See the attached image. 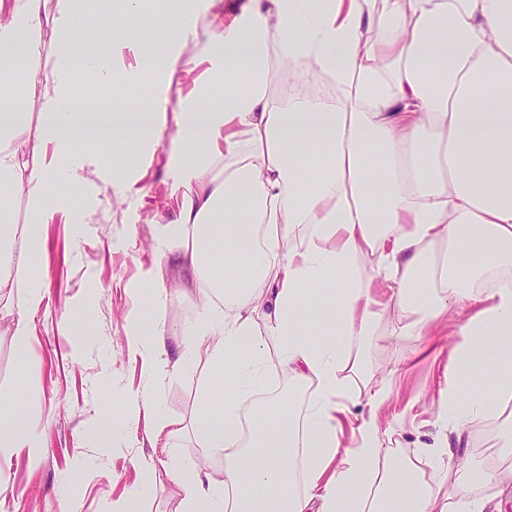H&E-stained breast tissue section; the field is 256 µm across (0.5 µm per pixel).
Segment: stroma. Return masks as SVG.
<instances>
[{"label":"stroma","mask_w":512,"mask_h":512,"mask_svg":"<svg viewBox=\"0 0 512 512\" xmlns=\"http://www.w3.org/2000/svg\"><path fill=\"white\" fill-rule=\"evenodd\" d=\"M76 206L92 203L90 224L77 228L56 224L32 253L35 271L45 279L49 309L29 313L33 349L23 352L7 331L16 306L0 303V402H16L26 411V424L41 443L37 462L18 454L0 462V512H118L123 494L137 479L133 461L144 456L156 476L141 501L142 512H179L180 497L166 470L172 460L182 467L199 466L201 450L191 435L156 447H138L128 433L126 395L137 392L141 366L129 354L125 317L132 307L130 289L142 287L144 273L157 261L150 245V208L117 193L111 181L98 178L69 189ZM176 291L161 310H145L144 328L156 314L166 320L164 347L177 360L183 329L198 314L193 275L175 263L163 266ZM460 322L449 313L443 336L417 358L415 340L366 344L368 387L391 384L390 400L375 413L393 448L404 456L433 443L439 391L448 376V347ZM112 376L102 385L95 377L102 366ZM207 356L193 358L164 382L161 408L184 423L194 421L201 401L219 414L224 385L208 383ZM82 472H75V463Z\"/></svg>","instance_id":"stroma-1"}]
</instances>
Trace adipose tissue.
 <instances>
[{
	"label": "adipose tissue",
	"instance_id": "1",
	"mask_svg": "<svg viewBox=\"0 0 512 512\" xmlns=\"http://www.w3.org/2000/svg\"><path fill=\"white\" fill-rule=\"evenodd\" d=\"M93 2L0 0V297H20L16 345L45 299L16 235L35 247L46 225L85 223L50 184L124 167L73 136L79 110L117 80L149 82L148 102L124 110L145 125L113 133L139 148L120 186L140 183L171 145V205L150 232L156 253L196 281L186 353L207 354L224 380L221 415H199L193 430L206 459L227 462L218 479L171 464L182 512H504L502 472L483 453L440 459L480 426L512 427V0H382L377 11L368 0H245L228 16L214 0H171L178 41H208L188 58L148 56L111 25L87 24ZM101 43L108 59L93 53ZM79 46L95 74L80 87ZM286 63L330 76L339 97L293 94L276 81ZM18 194L29 213L19 231ZM452 311L462 322L440 393L446 435L412 459L383 452L372 411L391 390L363 394V345L422 340ZM165 326L158 314L145 335L135 314L126 338L143 383L125 403L147 418L151 443L184 429L160 408L179 369ZM319 329L329 342L312 343ZM278 372L307 391L305 409L292 422L256 415L242 446L240 412ZM473 373L481 385L460 399L456 381ZM24 424L21 406L0 407V452L38 457Z\"/></svg>",
	"mask_w": 512,
	"mask_h": 512
}]
</instances>
